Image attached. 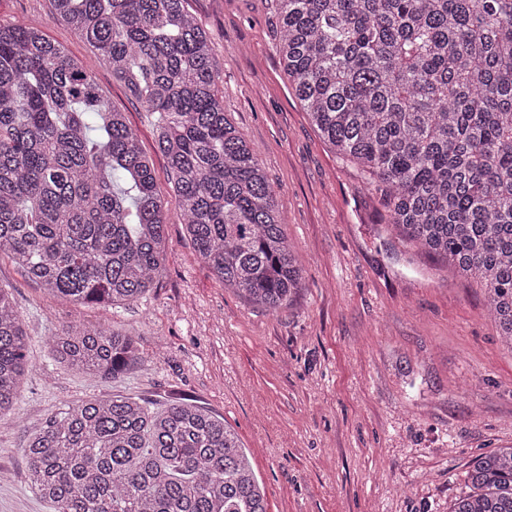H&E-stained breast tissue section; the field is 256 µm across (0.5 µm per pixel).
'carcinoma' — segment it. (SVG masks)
<instances>
[{
  "label": "carcinoma",
  "instance_id": "cac0c4a2",
  "mask_svg": "<svg viewBox=\"0 0 512 512\" xmlns=\"http://www.w3.org/2000/svg\"><path fill=\"white\" fill-rule=\"evenodd\" d=\"M184 2L51 0L156 118L197 255L276 312L303 288L302 269ZM275 2L279 53L314 128L384 193L388 223L484 286L512 348V0ZM164 226L126 113L40 30L0 24V257L56 298L127 304L156 282ZM45 344L104 380L137 360L134 337L102 326L74 322ZM26 370L21 317L0 288V423H19ZM24 457L54 512H268L237 434L184 401H84L32 431ZM469 481L475 492L450 512H512V447L478 454Z\"/></svg>",
  "mask_w": 512,
  "mask_h": 512
}]
</instances>
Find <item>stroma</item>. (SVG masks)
<instances>
[{"label": "stroma", "mask_w": 512, "mask_h": 512, "mask_svg": "<svg viewBox=\"0 0 512 512\" xmlns=\"http://www.w3.org/2000/svg\"><path fill=\"white\" fill-rule=\"evenodd\" d=\"M185 7L211 40L226 115L275 189L304 286L274 313L225 288L186 235L154 117L128 100L50 0H0V23L38 28L126 112L166 218L155 288L120 307L53 298L0 259L28 362L22 424H0V512H53L27 481L28 431L115 395L183 398L222 416L268 512H450L469 492L473 459L512 446V347L498 339L485 289L385 224L380 193L312 126L276 45L275 0ZM71 322L134 336L137 363L102 381L54 362L44 341Z\"/></svg>", "instance_id": "35a3bbf8"}]
</instances>
